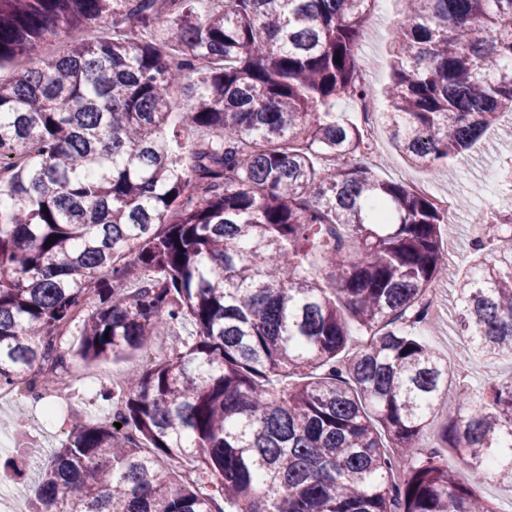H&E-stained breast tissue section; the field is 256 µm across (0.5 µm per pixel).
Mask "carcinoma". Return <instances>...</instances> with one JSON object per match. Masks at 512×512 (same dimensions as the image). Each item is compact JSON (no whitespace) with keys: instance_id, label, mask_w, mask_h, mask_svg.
I'll return each instance as SVG.
<instances>
[{"instance_id":"cac0c4a2","label":"carcinoma","mask_w":512,"mask_h":512,"mask_svg":"<svg viewBox=\"0 0 512 512\" xmlns=\"http://www.w3.org/2000/svg\"><path fill=\"white\" fill-rule=\"evenodd\" d=\"M370 2L0 0L32 63L0 81V389L193 325L67 424L32 512H497L512 378L449 390L422 327L455 279L459 361L512 360V206L450 268L448 216L360 163ZM399 2L380 121L434 174L512 119V0ZM442 414L463 475L420 449ZM479 495L503 510L511 509L512 512V486L497 481L493 475H489L484 482L476 487Z\"/></svg>"}]
</instances>
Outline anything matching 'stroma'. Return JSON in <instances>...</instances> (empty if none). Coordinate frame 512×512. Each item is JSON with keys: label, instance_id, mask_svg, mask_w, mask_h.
<instances>
[{"label": "stroma", "instance_id": "35a3bbf8", "mask_svg": "<svg viewBox=\"0 0 512 512\" xmlns=\"http://www.w3.org/2000/svg\"><path fill=\"white\" fill-rule=\"evenodd\" d=\"M360 54L362 59L374 63L373 85L375 101L380 111H387L384 88L389 81L392 66V35L397 20L395 0H375ZM374 139L378 145L376 155L368 164L378 177L386 180L411 183L427 180L429 191L434 195L453 194L459 202L456 222L443 230L444 248L454 263L467 260L470 250V232L473 218L489 212L492 201L503 194L494 177L495 170L503 160L512 155V139L500 138L497 131H487L485 136L462 156L449 160L435 177L410 166L392 147L384 126H377ZM192 331L190 323H183L176 329H160L149 349L126 354L117 358H106L89 363V370L98 375L96 381L76 385L67 402L59 404L49 422L54 434H62L69 415L79 414L93 420L108 418L110 404L102 399L103 391L109 385L106 374L119 376L133 367L146 364L168 354L174 336L188 337ZM15 410L8 404H0V495L9 494L11 486L20 484L32 488L39 479L36 469L24 466L27 446L38 442L39 434L31 427L14 430L12 422Z\"/></svg>", "mask_w": 512, "mask_h": 512}]
</instances>
